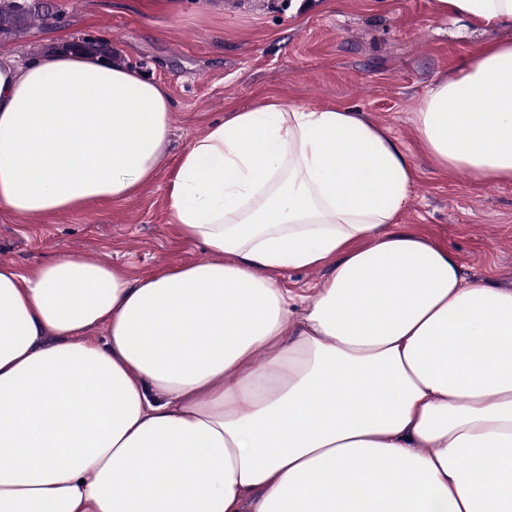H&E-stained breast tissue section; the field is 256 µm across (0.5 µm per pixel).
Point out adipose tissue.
Masks as SVG:
<instances>
[{
	"label": "adipose tissue",
	"mask_w": 512,
	"mask_h": 512,
	"mask_svg": "<svg viewBox=\"0 0 512 512\" xmlns=\"http://www.w3.org/2000/svg\"><path fill=\"white\" fill-rule=\"evenodd\" d=\"M435 4L512 23V0ZM173 110L94 53L0 57V213L134 198ZM416 130L440 169L512 183V43L437 83ZM412 185L360 113L272 97L211 122L170 184L211 260L0 264V512H512V289L399 229ZM325 264L301 301L280 285Z\"/></svg>",
	"instance_id": "ef3b65f1"
}]
</instances>
